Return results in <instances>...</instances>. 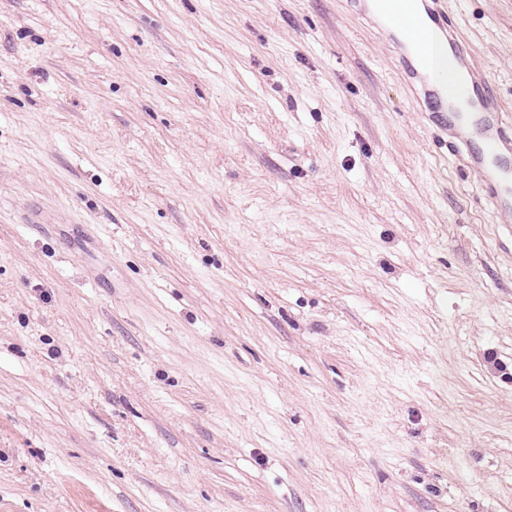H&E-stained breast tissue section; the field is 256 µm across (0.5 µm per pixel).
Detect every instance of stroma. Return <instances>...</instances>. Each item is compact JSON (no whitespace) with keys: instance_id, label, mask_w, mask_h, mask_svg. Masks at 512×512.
Returning a JSON list of instances; mask_svg holds the SVG:
<instances>
[{"instance_id":"stroma-1","label":"stroma","mask_w":512,"mask_h":512,"mask_svg":"<svg viewBox=\"0 0 512 512\" xmlns=\"http://www.w3.org/2000/svg\"><path fill=\"white\" fill-rule=\"evenodd\" d=\"M362 6L0 0V512H512V215Z\"/></svg>"}]
</instances>
